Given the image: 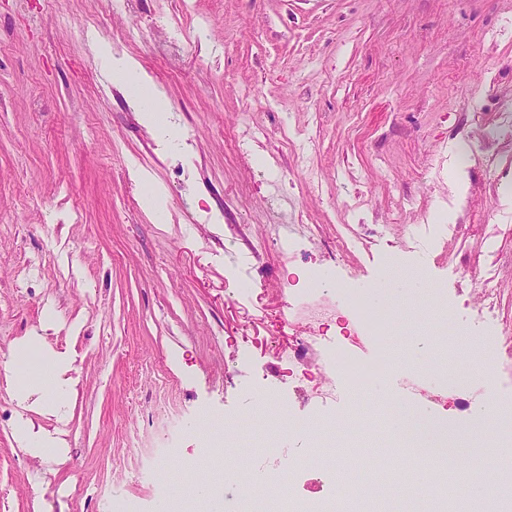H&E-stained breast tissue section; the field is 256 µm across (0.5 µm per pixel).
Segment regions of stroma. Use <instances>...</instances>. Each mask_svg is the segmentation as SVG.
Segmentation results:
<instances>
[{
	"label": "stroma",
	"instance_id": "1",
	"mask_svg": "<svg viewBox=\"0 0 512 512\" xmlns=\"http://www.w3.org/2000/svg\"><path fill=\"white\" fill-rule=\"evenodd\" d=\"M184 50L161 47V12L179 0H0V512H160L170 493L195 490L203 417L232 414L234 461L223 444L218 489L239 512L245 489L276 459L306 460L319 442L305 422L310 388L288 373L286 276L323 269L355 293L375 288L389 256L425 269L424 284L390 285L388 344L410 349L408 317L435 294L470 325L489 383L453 389L396 367L339 420L401 402L430 409L481 455L496 435L467 432L489 399L512 402V124L495 121L484 43L512 46V0H192ZM136 26L118 46L115 26ZM137 63L140 82L178 113L171 132L149 127L111 58ZM253 89L257 101L245 103ZM475 119L457 130L449 103ZM268 138L240 160L241 120ZM501 148L489 172L480 146ZM160 198L147 212L146 193ZM447 201V231L422 212ZM472 269L495 288L498 325L474 330ZM257 289L242 296L239 279ZM328 333L346 329L363 359L372 341L350 325L334 288L317 300ZM56 348L75 353L77 387L42 425L65 456L34 459L14 441L32 417L3 382L16 344L45 319ZM277 382L294 427L269 445L251 434L278 408L255 384ZM471 401L455 407L457 396ZM177 455L142 476L158 444Z\"/></svg>",
	"mask_w": 512,
	"mask_h": 512
}]
</instances>
